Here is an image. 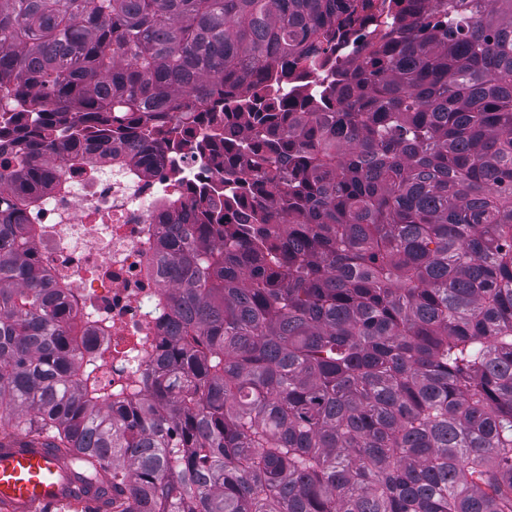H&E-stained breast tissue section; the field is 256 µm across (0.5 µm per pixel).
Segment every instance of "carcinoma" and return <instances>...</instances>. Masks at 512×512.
I'll return each instance as SVG.
<instances>
[{
    "label": "carcinoma",
    "mask_w": 512,
    "mask_h": 512,
    "mask_svg": "<svg viewBox=\"0 0 512 512\" xmlns=\"http://www.w3.org/2000/svg\"><path fill=\"white\" fill-rule=\"evenodd\" d=\"M376 9L0 0V436H47L104 512H512V0H392L347 79L270 94ZM194 103L245 185L160 216L135 403L26 212L102 139L178 147Z\"/></svg>",
    "instance_id": "1"
}]
</instances>
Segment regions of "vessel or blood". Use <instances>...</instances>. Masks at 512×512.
Segmentation results:
<instances>
[{"mask_svg":"<svg viewBox=\"0 0 512 512\" xmlns=\"http://www.w3.org/2000/svg\"><path fill=\"white\" fill-rule=\"evenodd\" d=\"M80 474L42 437L19 434L0 443V512H101L95 493L80 494Z\"/></svg>","mask_w":512,"mask_h":512,"instance_id":"b4317fda","label":"vessel or blood"}]
</instances>
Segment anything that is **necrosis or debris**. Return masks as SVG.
<instances>
[{"instance_id":"4bbe7bcc","label":"necrosis or debris","mask_w":512,"mask_h":512,"mask_svg":"<svg viewBox=\"0 0 512 512\" xmlns=\"http://www.w3.org/2000/svg\"><path fill=\"white\" fill-rule=\"evenodd\" d=\"M229 189L189 141L147 170L108 171L98 163L67 168L60 185L28 210V223L39 230L36 256L73 284L89 346L112 352L99 372L102 384L142 399L168 333L169 319L152 311L163 296L154 266L158 212L177 192L189 203L200 193L217 199Z\"/></svg>"}]
</instances>
